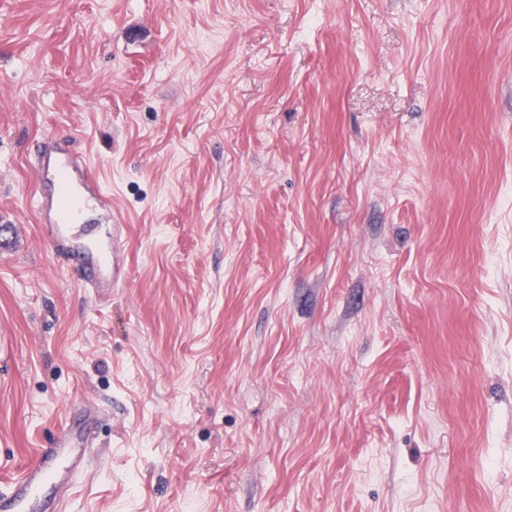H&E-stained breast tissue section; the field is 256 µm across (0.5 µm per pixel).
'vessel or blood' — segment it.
Wrapping results in <instances>:
<instances>
[{"label":"vessel or blood","mask_w":512,"mask_h":512,"mask_svg":"<svg viewBox=\"0 0 512 512\" xmlns=\"http://www.w3.org/2000/svg\"><path fill=\"white\" fill-rule=\"evenodd\" d=\"M87 160L76 157L62 143H54L37 164L38 175L45 180L63 178L62 193L36 196L34 206L43 217L50 240L58 252L69 251L87 213L109 206L111 198L88 174ZM86 266L82 285L97 289L112 274V243L100 241L84 248ZM81 463L68 444L46 450L36 463L22 468L0 492V512H28L37 497H50L59 482L62 467L77 469Z\"/></svg>","instance_id":"vessel-or-blood-1"}]
</instances>
